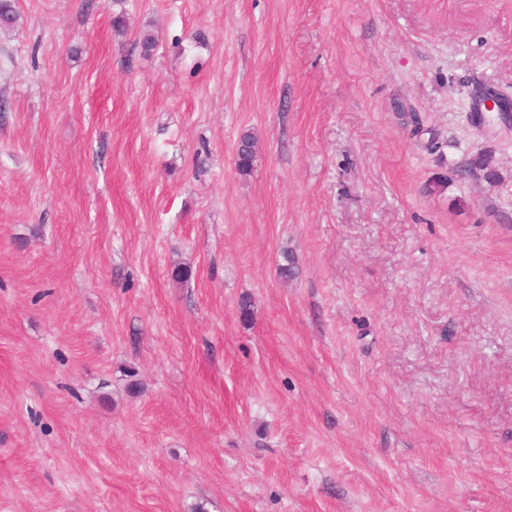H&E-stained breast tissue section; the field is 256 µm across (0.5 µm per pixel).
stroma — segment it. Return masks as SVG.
<instances>
[{
	"label": "stroma",
	"mask_w": 512,
	"mask_h": 512,
	"mask_svg": "<svg viewBox=\"0 0 512 512\" xmlns=\"http://www.w3.org/2000/svg\"><path fill=\"white\" fill-rule=\"evenodd\" d=\"M12 3L0 512H512V0ZM257 149V139L251 133H243L236 150V166L242 173L250 171ZM463 169L471 174L481 176L490 184L497 183L501 178L491 150H480L472 155L465 162Z\"/></svg>",
	"instance_id": "stroma-1"
}]
</instances>
